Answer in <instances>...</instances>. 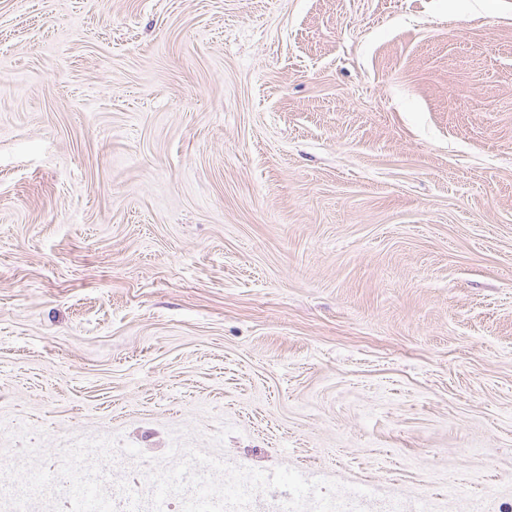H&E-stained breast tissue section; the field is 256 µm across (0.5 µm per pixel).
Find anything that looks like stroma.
Wrapping results in <instances>:
<instances>
[{"mask_svg":"<svg viewBox=\"0 0 512 512\" xmlns=\"http://www.w3.org/2000/svg\"><path fill=\"white\" fill-rule=\"evenodd\" d=\"M0 85V485L512 512V0H0ZM63 468L66 472L64 479L61 476V471L57 469L33 470L28 472L21 486H1L0 495L11 499L15 512H26L30 499L38 494L46 484L66 485L71 488L72 498H85V485L93 478H97L94 466L73 448L71 458L63 465Z\"/></svg>","mask_w":512,"mask_h":512,"instance_id":"obj_1","label":"stroma"}]
</instances>
